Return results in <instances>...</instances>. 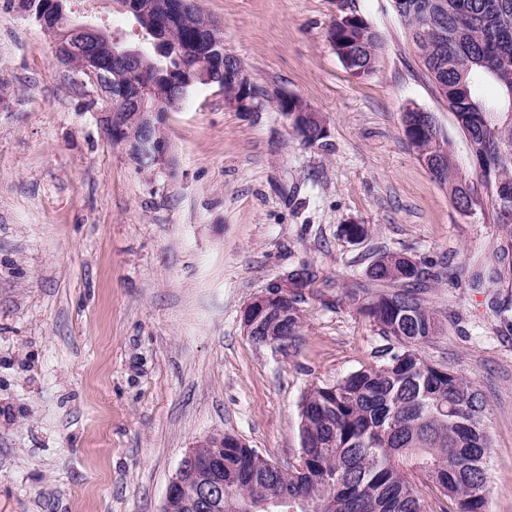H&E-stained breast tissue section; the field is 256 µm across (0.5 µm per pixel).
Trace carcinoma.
<instances>
[{
	"instance_id": "1",
	"label": "carcinoma",
	"mask_w": 512,
	"mask_h": 512,
	"mask_svg": "<svg viewBox=\"0 0 512 512\" xmlns=\"http://www.w3.org/2000/svg\"><path fill=\"white\" fill-rule=\"evenodd\" d=\"M174 0H139L142 51L138 72L126 79L130 96L151 102L175 93L173 79L191 64L198 46L181 25ZM411 43L431 80L443 90L458 127L469 141L472 174L414 112L403 115L419 160L448 187L458 208L473 196L476 212L490 215L501 231L490 263L471 273L474 288H512V0H398ZM166 18L169 40L155 45L148 17ZM334 51L357 79L370 77L383 50L380 33L363 17L341 20ZM57 59L84 76L89 61L112 68V53L62 51ZM498 89L488 98L484 87ZM295 129L303 144L323 140L315 121ZM479 180L475 187L471 177ZM438 276L401 252L383 251L344 298L388 344L387 359L363 366L326 385L314 386L299 404L298 464L279 466L255 449L224 435V501L213 512H261L264 489L288 493L294 512H427L415 479L424 478L455 512H486L490 439L481 392L460 375L427 358L422 348L446 330L428 299ZM314 281L307 264L291 269L288 298L258 322L242 323L251 339L292 330L288 350L302 336L300 304ZM493 312L512 327V302L490 298Z\"/></svg>"
}]
</instances>
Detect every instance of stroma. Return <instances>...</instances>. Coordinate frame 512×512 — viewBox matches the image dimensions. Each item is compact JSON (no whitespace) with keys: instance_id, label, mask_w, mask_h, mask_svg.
Here are the masks:
<instances>
[{"instance_id":"35a3bbf8","label":"stroma","mask_w":512,"mask_h":512,"mask_svg":"<svg viewBox=\"0 0 512 512\" xmlns=\"http://www.w3.org/2000/svg\"><path fill=\"white\" fill-rule=\"evenodd\" d=\"M261 109L215 86L165 115L171 167L139 173L103 123L100 92L55 41L0 0V512H161L190 448L239 438L273 461L299 454V402L383 363L384 340L340 299L381 249L435 265L447 333L425 355L487 404V512H512V330L465 265L490 259L491 218L463 219L408 143L402 113L434 114L462 168L469 143L391 0H201ZM77 15L134 41L115 0ZM362 16L384 41L352 77L326 34ZM316 109L304 145L278 109ZM362 224L352 242L345 225ZM316 278L289 356L255 344L242 313L288 269ZM297 99L299 100L298 104L294 107L293 105V98L292 94H283L278 99V107L279 110L282 112V114L288 119V117L292 121V125L296 126V118L299 115V110L302 109V112H310L308 114H303L304 116L308 117L309 119L313 120H307L302 119L303 123L306 126V129L303 128H296L294 127V131L298 134L299 137L302 138V142L304 145L307 146H314L318 144L321 140H323L322 136H327V129L324 125V122L322 120V117L319 115V113H316L317 111L313 109L309 104H306L304 100L297 96ZM318 123L315 122V121ZM310 122V123H309ZM320 128V136L317 138H314V136L317 134ZM308 130V131H307ZM310 132V133H308ZM317 140V141H315Z\"/></svg>"}]
</instances>
